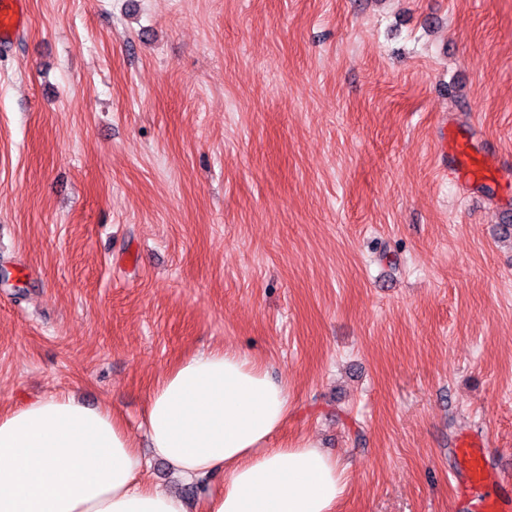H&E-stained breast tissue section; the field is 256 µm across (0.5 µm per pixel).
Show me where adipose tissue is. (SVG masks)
Listing matches in <instances>:
<instances>
[{
    "label": "adipose tissue",
    "instance_id": "adipose-tissue-1",
    "mask_svg": "<svg viewBox=\"0 0 512 512\" xmlns=\"http://www.w3.org/2000/svg\"><path fill=\"white\" fill-rule=\"evenodd\" d=\"M285 384L244 352L183 358L154 387L146 423L155 457L187 481L222 475L204 512H335L346 468L312 441L273 448L288 418ZM145 466L110 406L68 393L0 411V512H186L138 480Z\"/></svg>",
    "mask_w": 512,
    "mask_h": 512
}]
</instances>
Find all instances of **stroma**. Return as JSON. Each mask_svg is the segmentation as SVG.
I'll use <instances>...</instances> for the list:
<instances>
[{
  "label": "stroma",
  "instance_id": "stroma-1",
  "mask_svg": "<svg viewBox=\"0 0 512 512\" xmlns=\"http://www.w3.org/2000/svg\"><path fill=\"white\" fill-rule=\"evenodd\" d=\"M481 180L434 167L440 127ZM512 0H28L0 48V409L110 404L264 359L337 512H464L454 440L512 486ZM141 482L201 512L151 459Z\"/></svg>",
  "mask_w": 512,
  "mask_h": 512
}]
</instances>
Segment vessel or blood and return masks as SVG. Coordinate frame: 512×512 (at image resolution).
<instances>
[{
    "label": "vessel or blood",
    "instance_id": "vessel-or-blood-1",
    "mask_svg": "<svg viewBox=\"0 0 512 512\" xmlns=\"http://www.w3.org/2000/svg\"><path fill=\"white\" fill-rule=\"evenodd\" d=\"M27 15V0H0V45H9L17 30L23 25ZM454 155L455 178L475 180L477 171L469 161L468 145L464 142H449L447 134H440L435 150L436 161H443L446 155ZM457 472L465 478V494L476 497V505L481 512H504L512 504V498L506 493L485 494L484 488L494 480L484 452L479 443L463 437L455 450Z\"/></svg>",
    "mask_w": 512,
    "mask_h": 512
}]
</instances>
